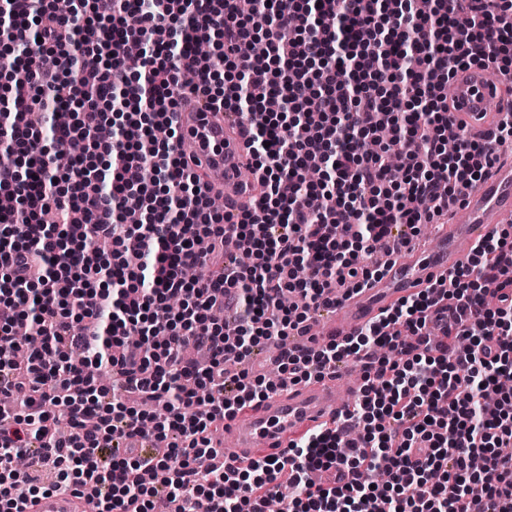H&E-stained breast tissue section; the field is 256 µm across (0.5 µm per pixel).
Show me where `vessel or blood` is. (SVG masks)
Wrapping results in <instances>:
<instances>
[{"mask_svg":"<svg viewBox=\"0 0 512 512\" xmlns=\"http://www.w3.org/2000/svg\"><path fill=\"white\" fill-rule=\"evenodd\" d=\"M511 90L512 85L492 68L458 70L451 80L450 116L465 129L486 128L492 120L490 106ZM178 118L180 150L200 160L208 185L222 188L231 212L242 213L256 193L253 182L242 176L252 161L246 137L233 127L229 116L219 122L213 113L199 108L179 113ZM461 210L463 220L440 226L434 246L405 251L368 287L338 294L336 302L324 311L327 328L323 339L340 341L353 336L403 298L447 278L480 238L511 222L512 162L498 163L487 172L467 191ZM347 411L333 381L288 385L225 421L216 459L230 468L260 456H283L291 441L320 428L341 425ZM28 508L30 512H86V503L75 495L51 493L29 503Z\"/></svg>","mask_w":512,"mask_h":512,"instance_id":"vessel-or-blood-1","label":"vessel or blood"}]
</instances>
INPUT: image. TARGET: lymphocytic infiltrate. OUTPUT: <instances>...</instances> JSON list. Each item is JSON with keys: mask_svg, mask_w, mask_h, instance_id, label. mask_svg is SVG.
Segmentation results:
<instances>
[{"mask_svg": "<svg viewBox=\"0 0 512 512\" xmlns=\"http://www.w3.org/2000/svg\"><path fill=\"white\" fill-rule=\"evenodd\" d=\"M93 20L51 0H0L11 29L8 76L23 98L0 140V512L50 492L86 494L97 512H264L287 477L288 512H512V245L485 237L448 283L405 299L356 337L284 349L294 381L352 360L362 384L346 424L293 441L284 457L230 470L215 452L225 419L276 389L263 372H229L336 298L382 272L417 227L451 204L512 143V111L482 135L451 123L453 66L491 65L512 79V0H91ZM264 40L265 54L240 55ZM215 40L216 60L193 45ZM108 45L111 65L95 54ZM191 73L194 84L181 83ZM69 77L72 100L54 91ZM239 116L261 190L237 222L211 210L210 188L178 150L185 94ZM112 138L99 139L104 125ZM49 126L50 144L39 128ZM389 129L402 170L366 141ZM91 155L58 177L75 140ZM321 178L306 180L308 169ZM251 256L204 279L225 242ZM112 244V254L98 249ZM232 295H225V287ZM288 292L301 307L283 308ZM232 299L239 320L214 319ZM31 313L17 360L13 327ZM151 426L149 455H118V437ZM361 427L358 440L350 430ZM26 455L25 468L14 460ZM333 473L315 483L311 474Z\"/></svg>", "mask_w": 512, "mask_h": 512, "instance_id": "1", "label": "lymphocytic infiltrate"}]
</instances>
